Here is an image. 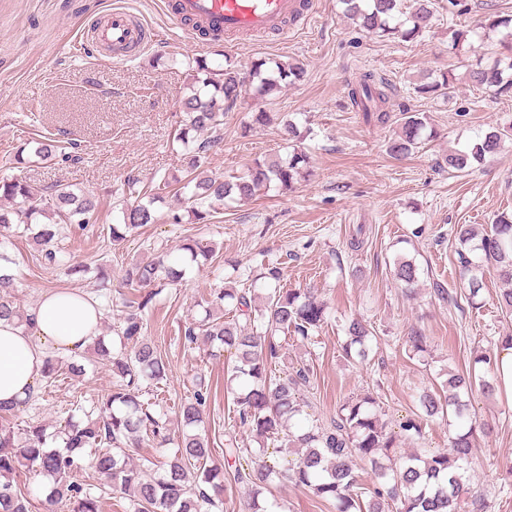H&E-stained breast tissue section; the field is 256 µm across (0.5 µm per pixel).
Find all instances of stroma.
Listing matches in <instances>:
<instances>
[{
  "label": "stroma",
  "instance_id": "stroma-1",
  "mask_svg": "<svg viewBox=\"0 0 512 512\" xmlns=\"http://www.w3.org/2000/svg\"><path fill=\"white\" fill-rule=\"evenodd\" d=\"M114 1L0 0V177L13 172L8 162L25 144L47 137L75 142L74 160L33 163L13 173L40 187L72 184L99 203L96 223L72 227L61 242L56 265L35 261L30 237L0 246V254L10 259L6 269L16 278L17 305L30 311L46 292L79 288L99 301L101 334L116 345L121 304L133 294L121 283L126 265L161 251L177 253L187 238L214 246L211 262L191 268L183 285L155 296L145 334L170 364L158 396L161 410L175 413L197 376L212 382L206 421L213 460L220 465L236 410L224 387L225 358L204 345L185 347L181 330L202 317L200 302L214 288L254 287L268 263L281 262L285 287L313 292L331 311L311 341L289 337L282 343L294 365L310 369L299 424L330 420L342 403L370 393L397 434L394 455L447 449L445 423L423 421L416 440L400 433L399 425L417 413L423 389L440 387L449 372L468 369L480 354H494L500 338L512 335V315L498 306L501 283L495 271L486 273L477 308L442 300L433 290L438 282L450 294L465 291L455 263L456 225L482 227L512 210V146L462 174L445 159L489 128L512 123V92L494 95L461 82L448 96L421 97L414 87L429 73L451 69L463 75L472 57L449 51V29H478L490 4L512 14V0H458L454 7L435 0L434 26L414 42L367 33L344 16L340 0H315L307 28L284 42L269 33L240 38L231 47L216 41L202 51L179 33L129 61L73 56L82 31ZM201 56L216 70L231 60L246 71L260 59L297 60L306 69L302 81L282 85L268 97L246 96L226 112L224 138L208 156V172L239 173L255 160L288 156L297 146L310 156L309 171L291 191L272 189L230 203L206 224L187 220L185 203L163 194L154 204L161 223L110 244L108 227L118 216L113 198L127 179L145 188L182 174V147L173 137L185 119L181 101L189 93V65ZM367 70L394 89L391 119L383 126L366 124L347 98L348 84ZM259 111L271 113L270 124H252V113ZM405 111L426 115L437 135L397 160L387 146ZM290 121L303 131L302 140L288 135ZM172 214L181 215L182 223H166ZM399 255L420 268L414 295H405L393 276ZM100 258L110 263V281L100 282L92 272L79 283L67 276L68 263L92 265ZM351 319L364 321L374 334L362 360H346L342 350L343 325ZM417 333L426 338L419 353L409 342ZM72 359L84 363L82 376L40 379L31 401L0 412V427L40 422L57 428L79 410H92L112 385L110 367L101 360L85 362L80 353ZM468 404L469 416L491 427L489 437L477 441L471 492L484 496L492 512H512V473L504 467L512 457V405L478 392ZM266 496L283 503L286 512H335L331 502L278 478Z\"/></svg>",
  "mask_w": 512,
  "mask_h": 512
}]
</instances>
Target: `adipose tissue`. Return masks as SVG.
Instances as JSON below:
<instances>
[{"label": "adipose tissue", "instance_id": "adipose-tissue-1", "mask_svg": "<svg viewBox=\"0 0 512 512\" xmlns=\"http://www.w3.org/2000/svg\"><path fill=\"white\" fill-rule=\"evenodd\" d=\"M35 324L24 329L0 321V404L17 406L43 376L46 352L77 353L97 336L102 320L98 303L78 292L44 293L34 310Z\"/></svg>", "mask_w": 512, "mask_h": 512}]
</instances>
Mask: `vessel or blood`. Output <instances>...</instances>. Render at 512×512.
I'll return each mask as SVG.
<instances>
[{"label":"vessel or blood","mask_w":512,"mask_h":512,"mask_svg":"<svg viewBox=\"0 0 512 512\" xmlns=\"http://www.w3.org/2000/svg\"><path fill=\"white\" fill-rule=\"evenodd\" d=\"M299 0H178L174 25L195 21L213 33L279 32L287 36L285 21L299 14ZM157 38L138 16L122 8H112L96 21L81 38L84 51L103 53L114 49L135 58Z\"/></svg>","instance_id":"b4317fda"}]
</instances>
